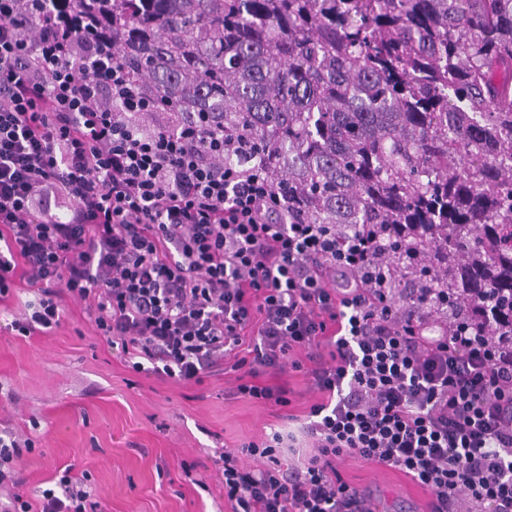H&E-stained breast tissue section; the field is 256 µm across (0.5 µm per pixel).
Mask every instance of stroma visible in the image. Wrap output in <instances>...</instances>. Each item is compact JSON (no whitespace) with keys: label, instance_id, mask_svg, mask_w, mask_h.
Segmentation results:
<instances>
[{"label":"stroma","instance_id":"stroma-1","mask_svg":"<svg viewBox=\"0 0 512 512\" xmlns=\"http://www.w3.org/2000/svg\"><path fill=\"white\" fill-rule=\"evenodd\" d=\"M36 299L18 289L0 313V428L33 441L20 461L28 498L70 464L105 512H225L219 453L288 426L289 415H304L315 400L295 372L284 408L234 396L231 372L192 385L135 373L71 301L51 335L11 330ZM341 473L373 494L379 512H425L427 492L399 471L350 459Z\"/></svg>","mask_w":512,"mask_h":512}]
</instances>
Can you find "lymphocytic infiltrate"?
Segmentation results:
<instances>
[{
	"label": "lymphocytic infiltrate",
	"mask_w": 512,
	"mask_h": 512,
	"mask_svg": "<svg viewBox=\"0 0 512 512\" xmlns=\"http://www.w3.org/2000/svg\"><path fill=\"white\" fill-rule=\"evenodd\" d=\"M113 3L0 0V306L39 294L12 330L49 333L69 299L137 372L228 366L281 406L303 372L320 399L297 431L219 455L226 512H377L350 457L402 472L427 512H512V308L443 286L438 225L314 223L250 134L132 81L148 42ZM22 444L0 430V512H100L68 468L27 500Z\"/></svg>",
	"instance_id": "1"
}]
</instances>
